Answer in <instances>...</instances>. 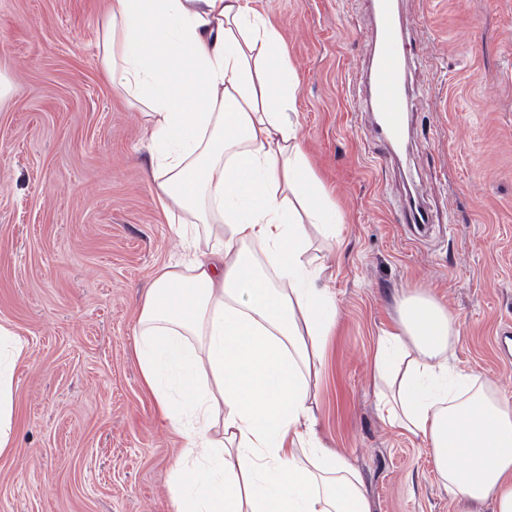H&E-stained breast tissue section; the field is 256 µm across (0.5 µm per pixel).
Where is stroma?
I'll list each match as a JSON object with an SVG mask.
<instances>
[{
    "instance_id": "stroma-1",
    "label": "stroma",
    "mask_w": 512,
    "mask_h": 512,
    "mask_svg": "<svg viewBox=\"0 0 512 512\" xmlns=\"http://www.w3.org/2000/svg\"><path fill=\"white\" fill-rule=\"evenodd\" d=\"M288 44L300 138L345 226L325 260L336 303L315 389L317 432L360 470L375 512H461L426 444L377 409L371 361L396 302L424 290L453 314L457 369L512 402V0H401L423 57L400 158L372 162L350 96L367 52L365 0H251ZM104 0H0V322L30 349L14 385L15 446L0 512H172L183 438L144 386L133 324L182 242L149 179L147 118L96 51ZM432 222L391 221L405 170Z\"/></svg>"
}]
</instances>
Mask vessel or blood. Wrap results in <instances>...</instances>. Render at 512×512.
Returning a JSON list of instances; mask_svg holds the SVG:
<instances>
[{
  "label": "vessel or blood",
  "mask_w": 512,
  "mask_h": 512,
  "mask_svg": "<svg viewBox=\"0 0 512 512\" xmlns=\"http://www.w3.org/2000/svg\"><path fill=\"white\" fill-rule=\"evenodd\" d=\"M372 43L356 80V111L370 119L378 160L397 155L413 121L411 74L418 56L411 31L401 20L398 0H371ZM393 211L400 224H429L430 215L413 190H406Z\"/></svg>",
  "instance_id": "b4317fda"
}]
</instances>
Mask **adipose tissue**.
Segmentation results:
<instances>
[{"mask_svg":"<svg viewBox=\"0 0 512 512\" xmlns=\"http://www.w3.org/2000/svg\"><path fill=\"white\" fill-rule=\"evenodd\" d=\"M98 52L149 116L153 191L192 248L156 271L134 330L142 379L185 440L174 512H372L358 468L316 430L336 309L309 232L344 227L291 118L281 32L250 0H107ZM457 336L434 297L404 293L373 354L378 404L467 512H512V403L451 366ZM29 356L0 323V455Z\"/></svg>","mask_w":512,"mask_h":512,"instance_id":"obj_1","label":"adipose tissue"}]
</instances>
